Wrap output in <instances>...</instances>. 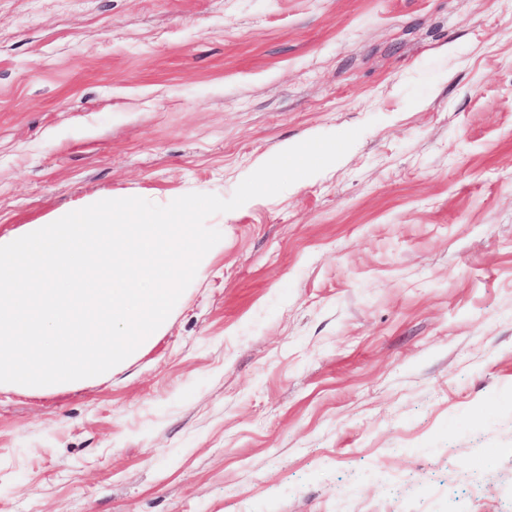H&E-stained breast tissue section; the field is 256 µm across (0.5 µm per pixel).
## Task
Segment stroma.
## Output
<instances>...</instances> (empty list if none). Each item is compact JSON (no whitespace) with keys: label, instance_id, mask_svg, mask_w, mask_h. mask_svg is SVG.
<instances>
[{"label":"stroma","instance_id":"35a3bbf8","mask_svg":"<svg viewBox=\"0 0 512 512\" xmlns=\"http://www.w3.org/2000/svg\"><path fill=\"white\" fill-rule=\"evenodd\" d=\"M112 376L0 394V512H512V0H0V234L230 198Z\"/></svg>","mask_w":512,"mask_h":512}]
</instances>
